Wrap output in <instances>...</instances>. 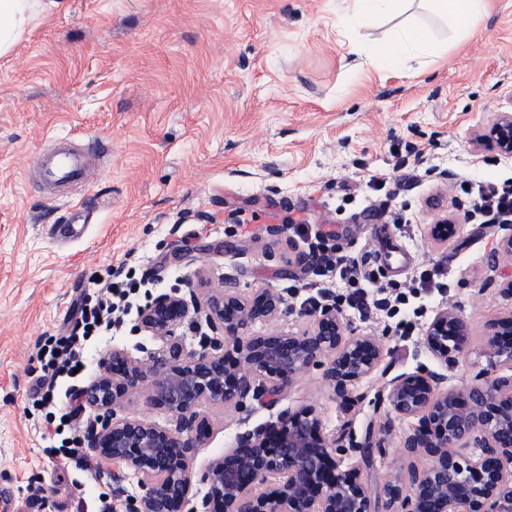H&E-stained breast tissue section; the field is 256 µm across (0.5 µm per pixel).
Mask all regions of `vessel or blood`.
<instances>
[{"instance_id": "obj_1", "label": "vessel or blood", "mask_w": 512, "mask_h": 512, "mask_svg": "<svg viewBox=\"0 0 512 512\" xmlns=\"http://www.w3.org/2000/svg\"><path fill=\"white\" fill-rule=\"evenodd\" d=\"M98 145L88 141L85 148L77 149L71 146L62 147L57 142H49L40 159L42 177L45 184L88 189L97 170L92 158ZM88 199H80L72 205L65 223L52 227V235L61 240H75L85 232L86 210Z\"/></svg>"}]
</instances>
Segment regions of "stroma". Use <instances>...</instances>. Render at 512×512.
I'll return each instance as SVG.
<instances>
[{"instance_id":"obj_1","label":"stroma","mask_w":512,"mask_h":512,"mask_svg":"<svg viewBox=\"0 0 512 512\" xmlns=\"http://www.w3.org/2000/svg\"><path fill=\"white\" fill-rule=\"evenodd\" d=\"M348 0H66L10 53L0 56V495L16 512H96L112 495V464L82 448V468L45 448L53 418L31 390L46 370L45 341L64 334L79 295L107 269L135 266L155 280L141 298L235 269L241 289L275 288L293 307L276 328L298 330L320 287L348 295L338 279L295 263L310 239L333 230L327 248L369 256L376 285L404 299L395 317L344 316L365 333H387L393 350L378 370L337 399L320 371L275 403L242 412L217 406L213 436L191 462L194 489L238 432L278 411L313 407L327 434L363 438L389 423L385 451L360 471L379 487L409 465L403 439L413 421L375 397L394 376L431 364L418 349L435 310L449 305L474 332L512 312L499 289L512 259L488 273L498 237L457 224L447 246L431 243L438 215L470 209L466 181L512 178V158L477 153L471 141L494 113L512 110V0H490L478 26L461 32L426 0H410L379 31L341 30ZM428 25L434 50L412 72L368 63L376 33ZM82 135L107 149L90 190L83 238L59 245L49 233L73 194L39 192L38 157L50 135ZM452 172V182L438 174ZM288 226V244L270 239L264 210ZM413 253L401 270L377 257L391 240ZM276 260H268V252ZM440 270L447 293L419 285ZM90 353L88 377L119 346L133 355L164 350L135 330ZM478 337L449 375L460 387L493 378Z\"/></svg>"}]
</instances>
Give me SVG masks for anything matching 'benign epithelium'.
Returning a JSON list of instances; mask_svg holds the SVG:
<instances>
[{"mask_svg":"<svg viewBox=\"0 0 512 512\" xmlns=\"http://www.w3.org/2000/svg\"><path fill=\"white\" fill-rule=\"evenodd\" d=\"M472 146L511 155L512 112L496 113L474 134ZM455 232L451 214L431 227L438 244ZM511 257L512 231L499 239L490 266ZM290 311L273 288L242 293L232 272L204 294L188 283L142 308L136 330L166 349L134 357L114 348L84 389L95 412L85 440L115 465L112 499L124 503L125 512H512V314L483 331L485 356L501 374L450 388L448 373L467 351L473 328L446 304L420 341L438 368L403 372L385 387L391 409L416 420L404 438L405 453L425 457L426 465L408 468L374 493L345 461L367 460L382 451L381 442L368 432L345 446L326 435L313 408L287 409L238 433L235 446L203 474L208 491L198 496L189 462L214 430L203 406L238 411L249 399L274 402L315 369L345 399L392 353L385 337L358 332L327 296L306 311L308 326L301 332H251ZM188 321L211 331L197 349H187L180 337ZM133 395L164 411L170 423L120 415ZM130 474L138 478V496L126 490Z\"/></svg>","mask_w":512,"mask_h":512,"instance_id":"obj_1","label":"benign epithelium"}]
</instances>
